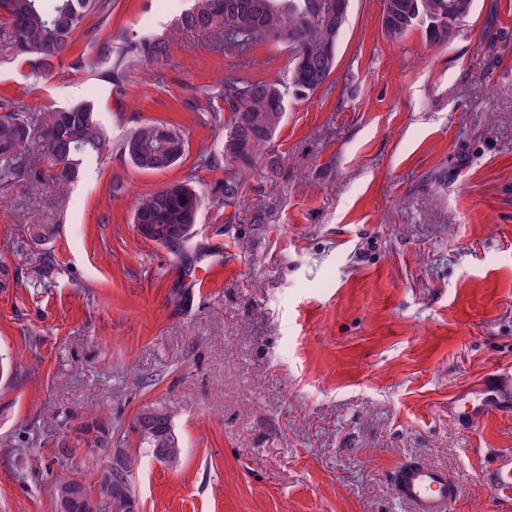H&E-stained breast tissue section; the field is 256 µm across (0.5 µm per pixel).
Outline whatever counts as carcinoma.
<instances>
[{
    "mask_svg": "<svg viewBox=\"0 0 512 512\" xmlns=\"http://www.w3.org/2000/svg\"><path fill=\"white\" fill-rule=\"evenodd\" d=\"M331 0H192L190 8L174 18L167 31L145 39L126 51L124 64L107 72L115 84L127 80L136 60L163 69L169 64L171 45L179 31L195 30L224 42V48L241 54L266 44L288 51L287 79L265 80L232 76L215 89L213 97L224 101V109L208 106L197 115L198 122L224 132L218 148L200 150L196 168H211L224 162V205L238 202L259 168L262 150L278 135L286 112V89L306 97L332 87L337 67V46L343 25L328 16ZM461 0H383L382 28L391 37L421 29L427 40L443 44L459 21L467 16L451 4ZM112 8L111 0H0V22L16 56L37 69L51 70L76 40L87 19ZM44 141L43 161L25 152L35 131ZM105 133L96 113L88 106L36 115L15 98L0 97V157L19 165L39 183L49 177L52 187L65 191L77 180L83 163L103 151ZM120 149L131 164L143 171H164L187 156L189 145L175 122L144 123L125 137ZM195 174L139 197L134 221L152 225L147 240L178 247L193 236V224L201 198L191 187ZM30 243L42 247L50 241L53 224L28 225ZM169 416L160 411L136 414L131 431L143 448L162 449L156 459L177 464L182 440L171 431ZM108 473L121 479V491L100 498L79 478H69L55 487L62 499L70 490L82 493L71 512H132L138 506L129 478V461L112 457Z\"/></svg>",
    "mask_w": 512,
    "mask_h": 512,
    "instance_id": "carcinoma-1",
    "label": "carcinoma"
}]
</instances>
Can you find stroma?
I'll return each mask as SVG.
<instances>
[{"mask_svg":"<svg viewBox=\"0 0 512 512\" xmlns=\"http://www.w3.org/2000/svg\"><path fill=\"white\" fill-rule=\"evenodd\" d=\"M187 5L112 0L46 75L0 40V96L93 106L109 139L66 192L0 181V512H60L54 486L74 476L98 489L111 459L72 437L91 419L130 460L139 512H406L389 478L402 461L456 477L453 512H512L490 480L512 457V395L477 424L448 409L512 375V0H473L442 45L388 37L382 0H351L334 94L288 96L266 149L279 168L237 206L223 168L198 171L197 232L177 249L137 235L135 197L189 162L143 172L119 146L173 118L191 150L219 142L192 107L236 60L185 30L169 68L117 85L100 49L125 53ZM33 217L59 227L43 288ZM217 251L222 270L194 288ZM154 410L179 464L129 431Z\"/></svg>","mask_w":512,"mask_h":512,"instance_id":"stroma-1","label":"stroma"}]
</instances>
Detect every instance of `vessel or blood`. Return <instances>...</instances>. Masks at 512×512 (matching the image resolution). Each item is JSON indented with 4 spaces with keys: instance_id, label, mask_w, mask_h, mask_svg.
Returning a JSON list of instances; mask_svg holds the SVG:
<instances>
[{
    "instance_id": "1",
    "label": "vessel or blood",
    "mask_w": 512,
    "mask_h": 512,
    "mask_svg": "<svg viewBox=\"0 0 512 512\" xmlns=\"http://www.w3.org/2000/svg\"><path fill=\"white\" fill-rule=\"evenodd\" d=\"M397 497L410 512H451L462 488L443 468L423 462H402L393 469Z\"/></svg>"
}]
</instances>
